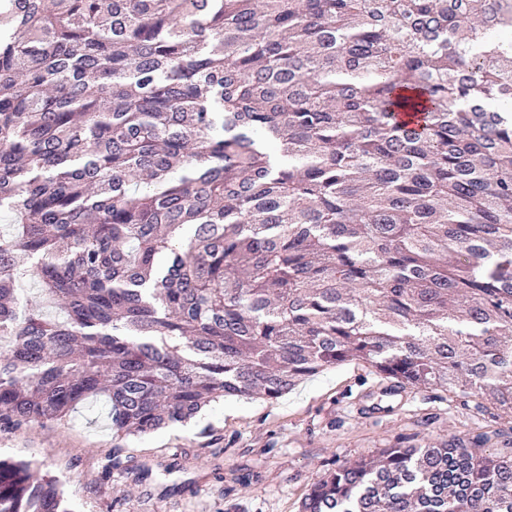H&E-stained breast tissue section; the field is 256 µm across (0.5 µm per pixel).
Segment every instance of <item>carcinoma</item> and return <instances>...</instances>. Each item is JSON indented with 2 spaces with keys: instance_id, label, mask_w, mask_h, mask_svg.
<instances>
[{
  "instance_id": "carcinoma-1",
  "label": "carcinoma",
  "mask_w": 512,
  "mask_h": 512,
  "mask_svg": "<svg viewBox=\"0 0 512 512\" xmlns=\"http://www.w3.org/2000/svg\"><path fill=\"white\" fill-rule=\"evenodd\" d=\"M2 211L0 431L103 394L141 436L350 360L512 409V0H0ZM489 440L300 512H512ZM0 512L73 509L0 459Z\"/></svg>"
}]
</instances>
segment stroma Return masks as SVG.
I'll use <instances>...</instances> for the list:
<instances>
[{
  "mask_svg": "<svg viewBox=\"0 0 512 512\" xmlns=\"http://www.w3.org/2000/svg\"><path fill=\"white\" fill-rule=\"evenodd\" d=\"M361 361L302 380L282 397L227 398L193 419L117 438L102 397L58 423L0 432V458L27 461L55 479L74 512H299L330 463L386 448L447 445L491 433L487 451L512 448V411L477 412L439 390L385 394ZM120 464L108 468L109 453Z\"/></svg>",
  "mask_w": 512,
  "mask_h": 512,
  "instance_id": "obj_1",
  "label": "stroma"
}]
</instances>
